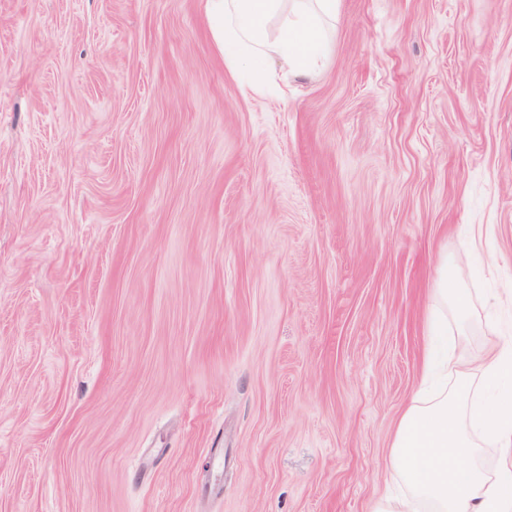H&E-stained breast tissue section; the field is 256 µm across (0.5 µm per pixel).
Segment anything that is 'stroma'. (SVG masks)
I'll return each mask as SVG.
<instances>
[{
	"label": "stroma",
	"mask_w": 512,
	"mask_h": 512,
	"mask_svg": "<svg viewBox=\"0 0 512 512\" xmlns=\"http://www.w3.org/2000/svg\"><path fill=\"white\" fill-rule=\"evenodd\" d=\"M205 7L0 0V512H373L439 255L512 333V0H341L283 93Z\"/></svg>",
	"instance_id": "1"
}]
</instances>
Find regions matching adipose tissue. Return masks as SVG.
Returning <instances> with one entry per match:
<instances>
[{
  "mask_svg": "<svg viewBox=\"0 0 512 512\" xmlns=\"http://www.w3.org/2000/svg\"><path fill=\"white\" fill-rule=\"evenodd\" d=\"M339 0H206L215 50L232 75L259 89L278 76H306L324 57L326 25ZM424 377L435 384L401 415L390 457L410 494L386 492L374 512H512V470L496 474L475 461L478 442L512 451V390L478 396L474 377L498 388L512 374V336L500 349L472 356L448 334V318L433 308L427 320Z\"/></svg>",
  "mask_w": 512,
  "mask_h": 512,
  "instance_id": "obj_1",
  "label": "adipose tissue"
}]
</instances>
